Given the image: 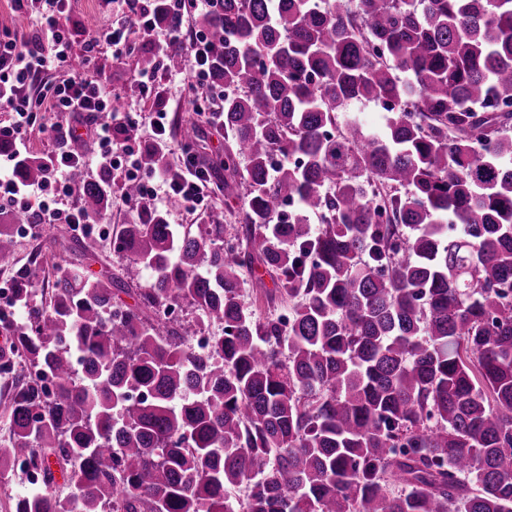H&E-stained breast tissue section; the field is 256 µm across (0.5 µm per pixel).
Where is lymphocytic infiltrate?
<instances>
[{
    "label": "lymphocytic infiltrate",
    "instance_id": "f902f5d3",
    "mask_svg": "<svg viewBox=\"0 0 512 512\" xmlns=\"http://www.w3.org/2000/svg\"><path fill=\"white\" fill-rule=\"evenodd\" d=\"M159 0H121V23L106 26L88 41L89 49L104 46L116 55L135 52L138 35L151 37L157 58H164L171 47H179L187 59L186 76L193 88L203 89L204 103L210 104V119L220 122V111L214 106L217 93L208 81L210 45L207 35L196 33L185 38L182 22L185 14L216 7L218 0H160L170 19L160 26L155 3ZM33 35L12 31L0 39V111L9 113L8 124H0V137L9 139L13 150L0 163V199L28 208L40 224H67L71 228L87 226L89 219L83 208L73 203L70 173L74 166L94 165L111 170L118 165L125 170V182L137 184L142 195L160 207L177 204L188 211L202 207L209 193L217 191L205 167L186 158L176 168L149 170L138 148L121 138L123 131L138 125L137 117L113 110L111 97L101 89L74 74L59 84L45 87L37 99L25 94L26 87L43 72L70 65L73 54L68 37L70 0H44ZM67 114L70 123L65 137L76 140V132L85 117H97L93 128L94 151L83 156L72 150H58L51 157L48 176L26 183L18 181L15 170L28 152L27 131L38 113Z\"/></svg>",
    "mask_w": 512,
    "mask_h": 512
}]
</instances>
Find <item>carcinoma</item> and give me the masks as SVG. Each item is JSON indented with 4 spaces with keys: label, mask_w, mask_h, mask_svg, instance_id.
Wrapping results in <instances>:
<instances>
[{
    "label": "carcinoma",
    "mask_w": 512,
    "mask_h": 512,
    "mask_svg": "<svg viewBox=\"0 0 512 512\" xmlns=\"http://www.w3.org/2000/svg\"><path fill=\"white\" fill-rule=\"evenodd\" d=\"M201 25L221 190L245 187L230 248L220 218L195 233L129 186L112 251L131 264L48 279L58 238L19 267L31 217H0L27 312L0 355V476L40 477L15 512H512V0H220ZM355 102L382 133L343 119ZM71 179L104 220L106 182ZM257 268L281 312L241 304ZM347 113L359 115L373 128L380 129L385 123L384 112L371 102L351 105L347 108Z\"/></svg>",
    "instance_id": "cac0c4a2"
}]
</instances>
